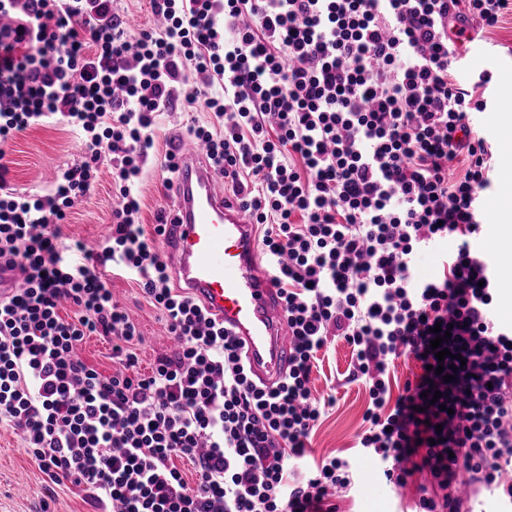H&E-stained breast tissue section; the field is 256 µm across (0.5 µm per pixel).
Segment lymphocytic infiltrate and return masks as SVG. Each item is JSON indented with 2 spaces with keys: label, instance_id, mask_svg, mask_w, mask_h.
Segmentation results:
<instances>
[{
  "label": "lymphocytic infiltrate",
  "instance_id": "lymphocytic-infiltrate-1",
  "mask_svg": "<svg viewBox=\"0 0 512 512\" xmlns=\"http://www.w3.org/2000/svg\"><path fill=\"white\" fill-rule=\"evenodd\" d=\"M158 26L130 39L112 0H0V258L25 286L0 301V423L48 481L94 512H337L351 459L309 460L321 414L311 373L329 337L370 402L359 438L386 483L416 459L443 489L417 512H460L461 473L512 501V329L493 317L496 256L473 250L492 145L476 130L491 80L460 82L448 24L497 28L512 0H150ZM196 75L220 131L192 126L260 226L292 348L285 376L253 380L238 344L175 288L134 186L157 113ZM220 93H213V86ZM61 123L82 159L50 193L20 196L5 144ZM109 168L119 203L99 250L59 244L78 197ZM439 248L440 271H416ZM132 274L176 343L142 368L143 341L107 274ZM450 355L437 360L434 327ZM112 342V374L82 360ZM403 353L423 367L398 398ZM462 355L463 365L453 363ZM443 372H435L437 363ZM194 467L187 482L176 459ZM306 462L296 479L291 462Z\"/></svg>",
  "mask_w": 512,
  "mask_h": 512
}]
</instances>
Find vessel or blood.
<instances>
[{
    "label": "vessel or blood",
    "mask_w": 512,
    "mask_h": 512,
    "mask_svg": "<svg viewBox=\"0 0 512 512\" xmlns=\"http://www.w3.org/2000/svg\"><path fill=\"white\" fill-rule=\"evenodd\" d=\"M172 232L165 240L175 274L188 292L236 337L253 378L279 381L291 347L279 290L262 267L257 226L226 194V179L194 140L175 147Z\"/></svg>",
    "instance_id": "b4317fda"
}]
</instances>
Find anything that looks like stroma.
Returning a JSON list of instances; mask_svg holds the SVG:
<instances>
[{
  "label": "stroma",
  "instance_id": "stroma-1",
  "mask_svg": "<svg viewBox=\"0 0 512 512\" xmlns=\"http://www.w3.org/2000/svg\"><path fill=\"white\" fill-rule=\"evenodd\" d=\"M481 44L485 55L472 70L490 71L492 81L490 103L481 114L479 128L495 137L500 129L497 115L507 105L505 92L512 89V13L505 15L498 28L482 33ZM214 121L213 114L202 103L184 97L179 98L175 109L157 114L154 125L157 152L138 184L144 203L145 227L153 226L157 211L172 208L171 193L164 186L167 173L162 162L166 152L185 138L187 126H210ZM7 158L11 162L14 191L22 195H43L63 172L80 161L81 147L77 134L58 123L19 135L8 146ZM505 178L504 168H496L493 186L481 200L479 219L486 224L487 232L476 239L475 245L491 254L498 251L496 210ZM116 205L112 176L109 170H101L94 189L74 205L63 224L62 245L79 241L88 247H97L112 222ZM109 286L144 337L138 354L142 367H149L160 353L171 347L162 315L143 298L128 274L111 273ZM350 361L349 346L344 341L334 340L319 352L312 372L314 395L321 399L334 398L335 403L326 407L311 433V456L317 460L334 455L350 457L358 470L354 489L336 500L338 512H413L415 502L422 495L442 497V490L427 483L420 472L409 475L401 487L381 482L373 462L360 455L356 442L365 428L363 414L369 395L362 383L347 382ZM45 486L46 476L26 453L20 436L12 428L0 425V512H89L79 488L69 484L58 486L54 499L49 501L45 498Z\"/></svg>",
  "mask_w": 512,
  "mask_h": 512
}]
</instances>
